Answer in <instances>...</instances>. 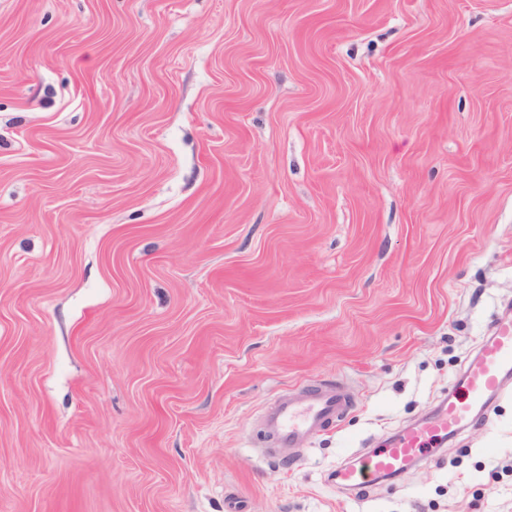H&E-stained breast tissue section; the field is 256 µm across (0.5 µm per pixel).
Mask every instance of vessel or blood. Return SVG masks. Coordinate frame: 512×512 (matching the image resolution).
Segmentation results:
<instances>
[{"label":"vessel or blood","mask_w":512,"mask_h":512,"mask_svg":"<svg viewBox=\"0 0 512 512\" xmlns=\"http://www.w3.org/2000/svg\"><path fill=\"white\" fill-rule=\"evenodd\" d=\"M510 376L512 322L501 320L492 325L479 354L455 383L447 401L361 455L356 465L338 469L337 485L362 489L381 478L404 475L416 459L431 454L448 437L477 421L481 406L499 393ZM357 404L355 392L345 383L306 387L265 413L264 433L272 447L302 452L329 422L342 420Z\"/></svg>","instance_id":"1"}]
</instances>
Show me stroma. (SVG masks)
<instances>
[{"label": "stroma", "mask_w": 512, "mask_h": 512, "mask_svg": "<svg viewBox=\"0 0 512 512\" xmlns=\"http://www.w3.org/2000/svg\"><path fill=\"white\" fill-rule=\"evenodd\" d=\"M510 317L512 0H0V512H512V378L336 484ZM357 404V395L342 381L302 388L265 413L264 433L272 448L304 452L329 422L341 421Z\"/></svg>", "instance_id": "obj_1"}]
</instances>
